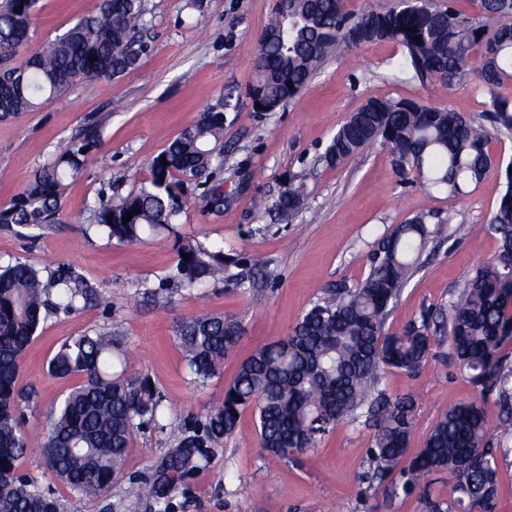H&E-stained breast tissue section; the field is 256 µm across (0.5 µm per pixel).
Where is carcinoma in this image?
Listing matches in <instances>:
<instances>
[{
    "label": "carcinoma",
    "instance_id": "cac0c4a2",
    "mask_svg": "<svg viewBox=\"0 0 512 512\" xmlns=\"http://www.w3.org/2000/svg\"><path fill=\"white\" fill-rule=\"evenodd\" d=\"M458 0H399L385 9L354 13L345 0H288L275 4L259 40L262 71L249 88L260 112H273L308 85L328 58L359 46L394 42L404 48L398 63L418 79L448 87L472 80L486 94L476 116L441 110L414 98H372L339 127L324 161L337 166L363 149L389 150L394 166L409 163L428 188L460 198L494 167L492 135L512 133V6L479 0L470 18ZM39 0H0V120L42 107L77 80L114 79L134 68L148 47L138 37L143 0H97L93 13L53 41L15 63L13 50L33 36ZM219 100L198 114L149 164V177L125 196L100 197L89 209V227L122 244L146 237L172 238L177 261L150 292L165 308L171 294L200 290L224 280L223 249L185 240L176 223L181 191L205 185L208 209L224 207L218 173L223 165L224 108ZM93 135L62 140L52 163L37 169L23 192L0 207V225L20 234L56 223L68 181L83 171ZM488 230L498 235V253L466 280L448 310L450 356L481 400L450 403L423 448L401 466L413 433L416 395L379 389L383 373L419 371L432 357L434 321L428 314L397 333L385 331L393 304L418 267L426 245L441 233L426 216L399 225L370 255L369 271L357 284L324 288L287 338L256 349L237 367L224 394L203 414L159 423L166 397L144 371L131 370L133 356L116 331L91 330L64 342L49 362L52 375L78 376L80 383L52 406L41 442L48 472L72 489L95 495L124 480L123 498L144 501L153 512H184L189 481L224 448L242 415L254 414L259 445L288 461L318 447L343 420L366 417L374 435L363 480L367 489L388 481L392 493H412L433 473L448 474L452 496L423 497L424 512H495L496 463L482 400L496 395L512 403V169ZM306 173L293 175L272 204L289 217L306 198ZM133 213L123 222L126 213ZM188 258H182V254ZM105 310L112 299L72 266L38 267L26 261L0 266V512H64L50 488L19 473L32 441L24 429L17 386L21 357L52 312L70 313L88 303ZM232 315L202 313L181 322L176 338L188 372L201 384L220 374L224 359L241 340ZM153 428L169 448L143 473L123 477L134 440Z\"/></svg>",
    "mask_w": 512,
    "mask_h": 512
}]
</instances>
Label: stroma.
Returning <instances> with one entry per match:
<instances>
[{"label": "stroma", "instance_id": "stroma-1", "mask_svg": "<svg viewBox=\"0 0 512 512\" xmlns=\"http://www.w3.org/2000/svg\"><path fill=\"white\" fill-rule=\"evenodd\" d=\"M95 3L40 0L34 37L14 51V61L65 32ZM273 4L204 0V10L197 12L186 9L185 0H144L141 34L149 51L138 66L114 80L76 83L43 108L0 121V206L53 161L59 140L88 132L97 137L83 174L65 189L60 223L29 237L0 226V265L18 259L70 265L112 297L108 311L90 305L49 316L24 353L18 386L33 394L31 437L43 434L46 411L76 384L48 371L49 359L68 337L119 330L137 365L165 394L171 416L202 413L222 397L241 360L288 336L322 288L364 278L378 240L398 225L428 214L443 234L394 304L386 324L391 332L420 320L424 311L447 312L466 276L497 253V237L487 225L504 189L500 168L512 162V134L490 142L496 168L460 199L419 187L379 146L337 167L321 160L331 136L368 99L403 96L474 115L483 109L481 87L469 80L445 88L422 85L398 71L403 48L381 42L329 59L292 100L272 112L255 111L248 87ZM222 98L231 102L224 112V207L209 211L200 189L188 190L180 230L207 248H223L235 260L230 273L245 278L238 285L209 286L202 300L181 291L161 309L146 293L176 262L172 240L134 245L107 240L87 232L89 208L99 192L124 195L146 179L151 159L198 112ZM302 169L309 173L302 209L289 219L275 216L270 206L286 177ZM459 224L471 231L457 239L451 231ZM265 265L278 269L276 283L265 284L258 276ZM203 311L235 316L245 326L220 377L204 385L187 373L175 338L181 321ZM433 350L417 373L392 370L380 383L389 394L419 397L409 445L413 454L449 402L480 396L450 357L446 333L436 335ZM485 413L498 473L496 512H512V409L492 395ZM372 438L370 427L345 420L317 449L285 463L261 451L255 421L244 415L223 452L196 475L186 512H422L418 495L396 497L387 486L367 492L361 475ZM56 490L68 512H150L146 504L122 501L117 483L92 497L61 483Z\"/></svg>", "mask_w": 512, "mask_h": 512}]
</instances>
